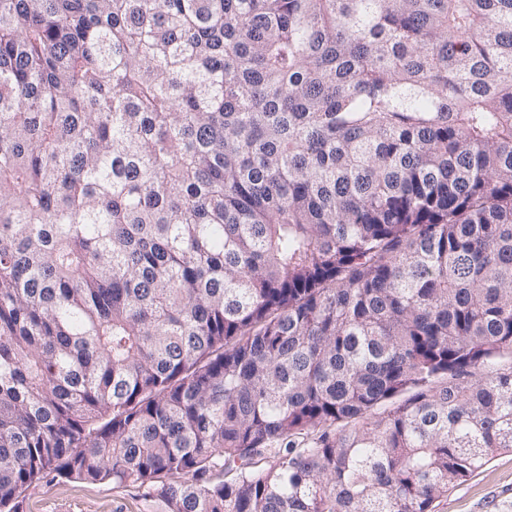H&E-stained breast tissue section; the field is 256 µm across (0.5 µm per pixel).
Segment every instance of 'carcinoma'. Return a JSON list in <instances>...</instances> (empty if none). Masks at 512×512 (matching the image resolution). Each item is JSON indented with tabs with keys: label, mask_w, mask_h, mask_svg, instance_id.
I'll use <instances>...</instances> for the list:
<instances>
[{
	"label": "carcinoma",
	"mask_w": 512,
	"mask_h": 512,
	"mask_svg": "<svg viewBox=\"0 0 512 512\" xmlns=\"http://www.w3.org/2000/svg\"><path fill=\"white\" fill-rule=\"evenodd\" d=\"M507 359L512 0H0V509L440 512ZM19 501V512H167L146 487L68 482L53 475L31 487Z\"/></svg>",
	"instance_id": "obj_1"
}]
</instances>
